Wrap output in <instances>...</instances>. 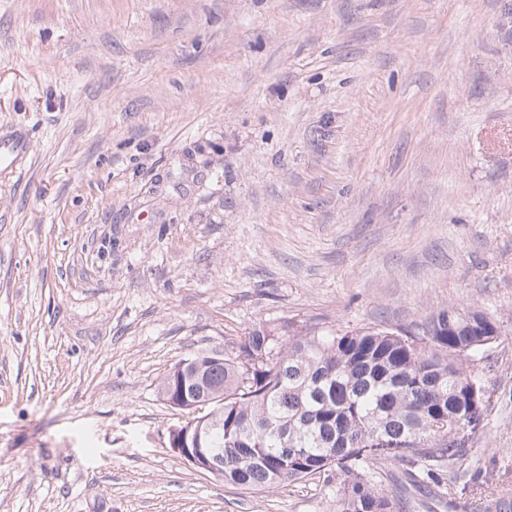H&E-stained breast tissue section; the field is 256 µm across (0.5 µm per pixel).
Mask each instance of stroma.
Masks as SVG:
<instances>
[{
	"mask_svg": "<svg viewBox=\"0 0 512 512\" xmlns=\"http://www.w3.org/2000/svg\"><path fill=\"white\" fill-rule=\"evenodd\" d=\"M0 512H331L172 452L254 325L494 318L474 490L512 498V0H0ZM32 150V140L25 133L0 135V167L16 168Z\"/></svg>",
	"mask_w": 512,
	"mask_h": 512,
	"instance_id": "obj_1",
	"label": "stroma"
}]
</instances>
